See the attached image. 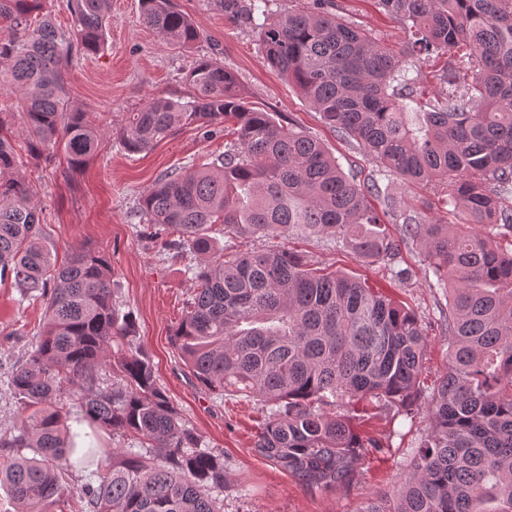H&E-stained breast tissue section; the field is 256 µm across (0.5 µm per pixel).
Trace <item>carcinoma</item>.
I'll use <instances>...</instances> for the list:
<instances>
[{"label": "carcinoma", "mask_w": 512, "mask_h": 512, "mask_svg": "<svg viewBox=\"0 0 512 512\" xmlns=\"http://www.w3.org/2000/svg\"><path fill=\"white\" fill-rule=\"evenodd\" d=\"M74 25L55 27L43 0H0V86L24 101L21 135L33 158L60 147L70 169L105 145L90 117L70 104L64 79L73 51L99 52L111 0H71ZM144 22L190 49L202 33L175 0H140ZM411 38L395 51L308 0L272 19L267 0H222L224 15L257 30L264 59L341 137L379 164L364 181L305 131L245 102L236 77L201 58L182 97H152L117 135L141 153L179 127L224 128V154L185 174L165 173L135 213L166 257H189L195 288L173 332L185 365L212 391L253 397L267 414L252 451L310 489L348 486L355 465L381 445L356 431L357 405L411 411L426 332L416 314L361 279L323 274L287 251L231 257L210 235L325 237L365 264L398 263L417 243L452 284L448 372L431 424L397 495L366 498L358 512H512V0H378ZM446 57L448 99L411 119L409 62ZM0 116V280L46 301V321L11 372L18 406L0 468L18 512H222L230 484L224 456L202 441L156 383L134 344L133 315L113 297L112 259L81 246L59 265L37 207L18 178L19 158ZM435 182L458 222L426 218L381 187L380 177ZM382 199L378 212L370 199ZM401 221L400 235L385 216ZM124 349L112 360V345ZM112 365L101 387L100 368ZM341 404L345 412L325 411ZM139 443L76 447L67 422ZM28 448L33 456L21 454ZM73 468L89 471L74 492Z\"/></svg>", "instance_id": "obj_1"}]
</instances>
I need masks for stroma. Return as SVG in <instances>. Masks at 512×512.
Masks as SVG:
<instances>
[{"label": "stroma", "instance_id": "stroma-1", "mask_svg": "<svg viewBox=\"0 0 512 512\" xmlns=\"http://www.w3.org/2000/svg\"><path fill=\"white\" fill-rule=\"evenodd\" d=\"M338 15L374 34L391 48L408 39L405 25L384 13L376 0H335ZM204 34L188 52L170 46L143 21L139 0H112L105 41L98 53L73 54L65 73L72 104L89 112L109 138L81 171L68 167L64 153L50 165L25 162L19 170L32 200L42 211L48 246L62 259L78 246L107 252L112 258L114 293L129 307L135 341L151 357L158 386L179 409L203 445L224 455L232 484L223 493L224 512H357L371 495L394 496L407 464L429 424L432 395L448 370L447 287L418 252L403 249L400 267L410 279H398L380 265L365 267L352 254L313 237L241 239L212 232L225 255L246 249H286L307 256L325 273L346 272L413 309L427 332L421 397L411 413L385 405L367 406L358 417L363 433L377 439L383 453L357 464L349 487L327 493L310 490L296 477L252 450L265 409L252 397L216 393L190 372L172 341L194 282L186 260L166 259L143 238L134 212L140 197L158 177L188 169L224 152V135L204 137L190 126L176 131L153 150L129 154L115 141L128 112L148 98L183 93V73L203 57L223 62L237 77L249 105L279 113L328 148L344 171L372 174L375 165L355 140L336 136L310 103L267 66L257 33L231 22L218 0H176ZM390 190L418 211L443 217L442 194L426 182L390 178ZM43 300L21 298L10 281L0 282V436L8 435L16 399L10 386L13 365L34 343L43 323Z\"/></svg>", "mask_w": 512, "mask_h": 512}]
</instances>
